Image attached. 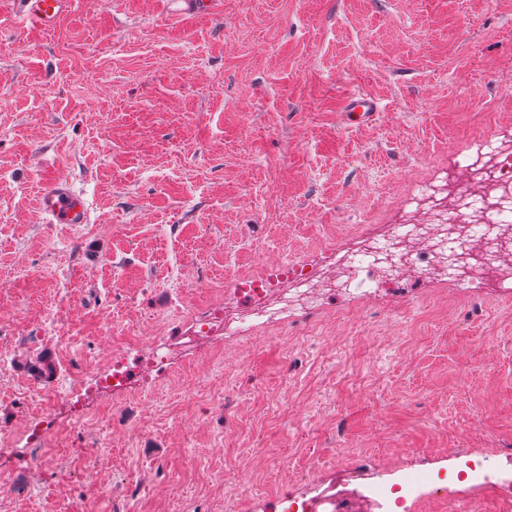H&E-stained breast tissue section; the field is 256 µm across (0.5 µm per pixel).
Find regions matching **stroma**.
<instances>
[{"label": "stroma", "instance_id": "35a3bbf8", "mask_svg": "<svg viewBox=\"0 0 512 512\" xmlns=\"http://www.w3.org/2000/svg\"><path fill=\"white\" fill-rule=\"evenodd\" d=\"M0 0V512H282L361 471L512 470V297L408 280L318 335L282 330L143 367V337L188 332L259 254L310 261L364 224L400 222L404 197L477 137L512 123V0H80L21 36ZM364 92L383 110L345 124ZM70 182L84 224L38 210L46 174ZM140 364L95 386L113 353ZM45 357L51 376L31 363ZM79 389L103 455L74 468L27 391ZM57 468H40L42 456ZM169 2V10L185 16L207 15L214 4L213 0H172ZM173 6L175 8H172ZM380 109L379 100L363 92L351 94L343 101L341 106L345 122L357 127L370 124Z\"/></svg>", "mask_w": 512, "mask_h": 512}]
</instances>
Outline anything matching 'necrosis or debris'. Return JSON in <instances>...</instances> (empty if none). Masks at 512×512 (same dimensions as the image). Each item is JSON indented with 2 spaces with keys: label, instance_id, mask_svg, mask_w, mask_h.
<instances>
[{
  "label": "necrosis or debris",
  "instance_id": "4bbe7bcc",
  "mask_svg": "<svg viewBox=\"0 0 512 512\" xmlns=\"http://www.w3.org/2000/svg\"><path fill=\"white\" fill-rule=\"evenodd\" d=\"M450 175L451 183L423 188L432 223L406 219L379 234L363 225L346 251L329 248L312 263L286 262L275 275L232 280L223 304L193 317V335L275 327L286 316L313 314L328 293L357 305L394 285L406 269L421 279L433 272L454 275L459 289L472 295L481 293L494 273L500 295L511 296L512 130L502 129L494 141H475L467 153L454 157ZM426 485L425 476L408 474L391 484H365L353 499L340 490L290 496L283 512H370L384 504L394 512H412L424 499Z\"/></svg>",
  "mask_w": 512,
  "mask_h": 512
}]
</instances>
